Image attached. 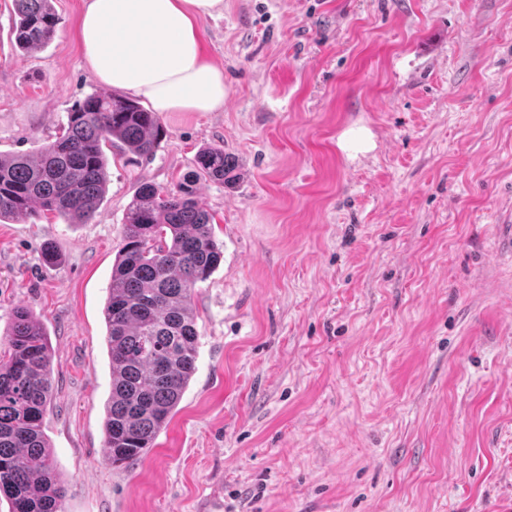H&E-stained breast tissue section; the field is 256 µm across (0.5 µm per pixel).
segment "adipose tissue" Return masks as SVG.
<instances>
[{
	"label": "adipose tissue",
	"instance_id": "ef3b65f1",
	"mask_svg": "<svg viewBox=\"0 0 512 512\" xmlns=\"http://www.w3.org/2000/svg\"><path fill=\"white\" fill-rule=\"evenodd\" d=\"M224 0H85L76 26L98 82L150 102L157 113L224 106V69L206 54L203 21Z\"/></svg>",
	"mask_w": 512,
	"mask_h": 512
}]
</instances>
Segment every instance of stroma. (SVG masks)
<instances>
[{"instance_id": "1", "label": "stroma", "mask_w": 512, "mask_h": 512, "mask_svg": "<svg viewBox=\"0 0 512 512\" xmlns=\"http://www.w3.org/2000/svg\"><path fill=\"white\" fill-rule=\"evenodd\" d=\"M83 0L24 53L0 0V154H36L104 88ZM216 112L153 156L107 149L87 224L0 222V337L46 326L63 512H512V0H224ZM200 180L223 251L195 286L196 370L137 464L106 459L104 307L140 182ZM57 259L47 263L45 246Z\"/></svg>"}]
</instances>
